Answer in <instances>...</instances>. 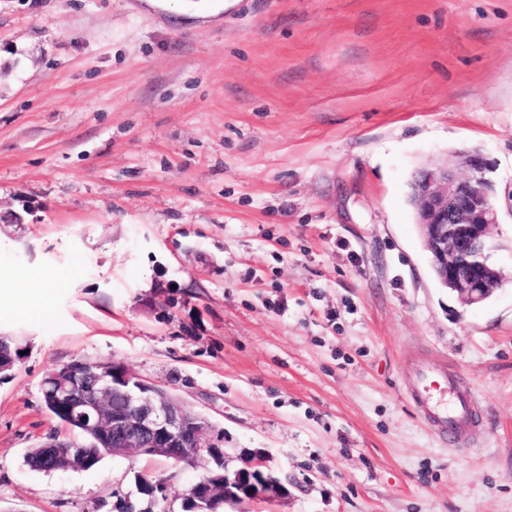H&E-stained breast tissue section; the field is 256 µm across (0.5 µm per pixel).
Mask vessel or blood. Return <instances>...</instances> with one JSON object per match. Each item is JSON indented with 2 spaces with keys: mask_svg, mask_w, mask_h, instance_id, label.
<instances>
[{
  "mask_svg": "<svg viewBox=\"0 0 512 512\" xmlns=\"http://www.w3.org/2000/svg\"><path fill=\"white\" fill-rule=\"evenodd\" d=\"M409 394L412 407L444 442L454 445L476 435L474 394L461 376L434 364L419 366Z\"/></svg>",
  "mask_w": 512,
  "mask_h": 512,
  "instance_id": "1",
  "label": "vessel or blood"
}]
</instances>
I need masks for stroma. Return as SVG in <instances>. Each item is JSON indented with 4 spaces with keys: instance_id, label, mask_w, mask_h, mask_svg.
Masks as SVG:
<instances>
[{
    "instance_id": "1",
    "label": "stroma",
    "mask_w": 512,
    "mask_h": 512,
    "mask_svg": "<svg viewBox=\"0 0 512 512\" xmlns=\"http://www.w3.org/2000/svg\"><path fill=\"white\" fill-rule=\"evenodd\" d=\"M465 148L510 271L512 0H0V274L68 275L0 313V512H183L202 476L26 465L74 435L42 382L76 360L177 397L233 465L263 454L287 497L224 512H512V283L448 295L407 201ZM422 358L479 392L477 445L410 406Z\"/></svg>"
}]
</instances>
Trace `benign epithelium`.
Here are the masks:
<instances>
[{
	"label": "benign epithelium",
	"mask_w": 512,
	"mask_h": 512,
	"mask_svg": "<svg viewBox=\"0 0 512 512\" xmlns=\"http://www.w3.org/2000/svg\"><path fill=\"white\" fill-rule=\"evenodd\" d=\"M492 167L477 150L458 153L445 162L418 171L410 184L431 269L439 285L451 289L469 306H479L512 282L492 261L489 228L499 223ZM18 348L0 336V373L11 370ZM43 396L51 397L67 419L94 441L107 444L114 456L163 457L177 464L209 465L207 481L192 487L193 512H218V507L243 500L274 502L288 489L265 471L258 454L237 469L229 467L224 448L198 413L150 385L118 362L74 361L50 371ZM56 437L42 445L48 472L62 469L64 449L73 447Z\"/></svg>",
	"instance_id": "1"
}]
</instances>
